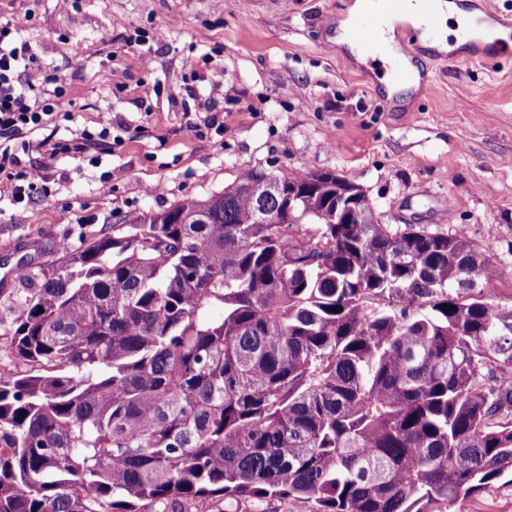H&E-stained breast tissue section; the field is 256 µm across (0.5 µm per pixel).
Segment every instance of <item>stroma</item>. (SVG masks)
Instances as JSON below:
<instances>
[{"label": "stroma", "mask_w": 512, "mask_h": 512, "mask_svg": "<svg viewBox=\"0 0 512 512\" xmlns=\"http://www.w3.org/2000/svg\"><path fill=\"white\" fill-rule=\"evenodd\" d=\"M355 0H0L39 64L66 85L65 114L0 148L47 163V195L13 203L0 176V288L10 268L83 246L129 213L222 191L241 170L330 171L359 185L379 223L396 231L462 230L495 269L476 290L512 305V54L498 64L419 54L433 94L388 97L382 85L314 25L348 19ZM162 32L154 40V32ZM148 35L146 46L134 44ZM149 51L150 66L139 60ZM195 58L194 76L182 62ZM111 81H104V71ZM223 96H212L213 86ZM113 141L47 158V143L97 131ZM211 122L203 136L190 127ZM112 190H98L101 176ZM163 187L161 195L150 186ZM456 512H512V475L460 500Z\"/></svg>", "instance_id": "1"}]
</instances>
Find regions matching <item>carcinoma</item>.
Masks as SVG:
<instances>
[{
	"instance_id": "cac0c4a2",
	"label": "carcinoma",
	"mask_w": 512,
	"mask_h": 512,
	"mask_svg": "<svg viewBox=\"0 0 512 512\" xmlns=\"http://www.w3.org/2000/svg\"><path fill=\"white\" fill-rule=\"evenodd\" d=\"M245 169L8 295L0 512H453L512 473V307L466 233ZM279 223L259 224V213ZM452 307L447 311L444 306Z\"/></svg>"
}]
</instances>
